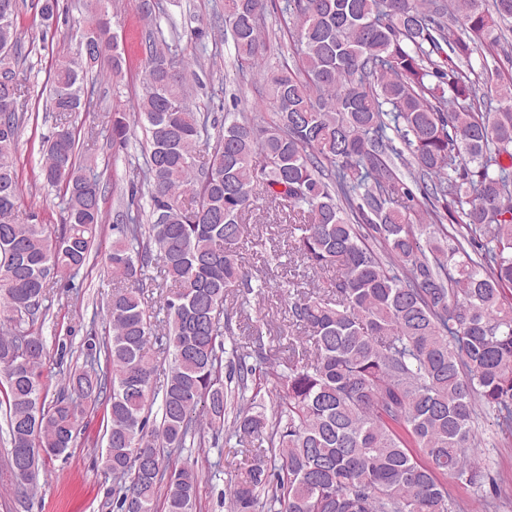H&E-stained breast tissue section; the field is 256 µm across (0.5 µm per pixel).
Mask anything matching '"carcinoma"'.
Here are the masks:
<instances>
[{
    "instance_id": "cac0c4a2",
    "label": "carcinoma",
    "mask_w": 512,
    "mask_h": 512,
    "mask_svg": "<svg viewBox=\"0 0 512 512\" xmlns=\"http://www.w3.org/2000/svg\"><path fill=\"white\" fill-rule=\"evenodd\" d=\"M268 2L224 0V27L240 71L268 83L270 112L225 115L212 145L187 69L165 38H148L137 112L113 114L110 131L114 144L133 124L145 132L149 212L122 215L103 254L115 290L108 334L87 355L104 366L65 373L49 402L45 343L22 324L88 265L104 232V185L78 159L72 116L93 105L89 76L104 64L121 74L123 57L112 0H98L50 74L59 123L37 177L58 191L65 224L21 222L27 75L18 0H0V75L18 101L0 117L9 462L25 448L57 457L77 447L86 407L103 399L113 512H158L160 498L164 512H193L201 472L182 450L255 437L268 448L225 489L229 512H454L448 481L481 477L477 405L512 436V79L480 98L486 69L471 62L508 41L512 0H286L294 64L261 69ZM38 5L52 26L59 0ZM259 201L300 232L293 249L310 270H337L291 302L305 336L284 365L259 327L250 351L233 347L223 361L238 315L228 297L258 287L238 245ZM449 220L465 234L445 250L436 228Z\"/></svg>"
}]
</instances>
